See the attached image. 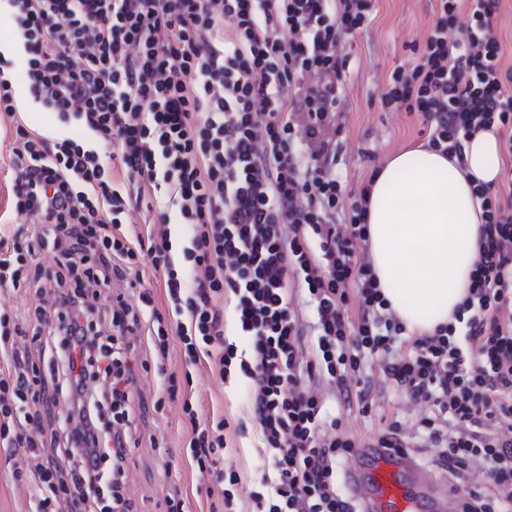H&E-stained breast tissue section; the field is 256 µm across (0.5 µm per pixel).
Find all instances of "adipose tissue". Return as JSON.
Returning a JSON list of instances; mask_svg holds the SVG:
<instances>
[{"label":"adipose tissue","mask_w":512,"mask_h":512,"mask_svg":"<svg viewBox=\"0 0 512 512\" xmlns=\"http://www.w3.org/2000/svg\"><path fill=\"white\" fill-rule=\"evenodd\" d=\"M502 165L501 142L489 130L464 141L462 159L404 149L375 172L368 254L381 294L410 334L452 323L467 297L482 225L473 184L496 185Z\"/></svg>","instance_id":"ef3b65f1"}]
</instances>
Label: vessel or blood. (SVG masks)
<instances>
[{"mask_svg": "<svg viewBox=\"0 0 512 512\" xmlns=\"http://www.w3.org/2000/svg\"><path fill=\"white\" fill-rule=\"evenodd\" d=\"M411 471L427 494L437 493L439 485L432 474L416 466L406 453H364L350 475L366 512H428L425 502L417 499L406 485V475Z\"/></svg>", "mask_w": 512, "mask_h": 512, "instance_id": "b4317fda", "label": "vessel or blood"}]
</instances>
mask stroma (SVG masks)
Returning a JSON list of instances; mask_svg holds the SVG:
<instances>
[{
  "label": "stroma",
  "mask_w": 512,
  "mask_h": 512,
  "mask_svg": "<svg viewBox=\"0 0 512 512\" xmlns=\"http://www.w3.org/2000/svg\"><path fill=\"white\" fill-rule=\"evenodd\" d=\"M374 5L369 27L355 34L340 35L336 44V52L346 57L347 67L343 76L344 98L337 116L342 131L336 139L335 170L349 191L366 185L374 170L395 152L426 140L425 126L418 115L384 109L380 95L395 67L414 64L411 46L427 34L436 0H374ZM132 339V446L127 455L126 491L133 510L166 512L165 498L176 488L182 492L184 512H211V500L188 448L191 426L182 412V404L175 401L156 406L161 381L155 369L157 357L151 337L142 326ZM165 364L170 371H191L192 394L198 401L201 419L229 420V449L223 465L237 471L241 478L235 498L238 512H252L250 493L259 487L264 461L244 378L233 374L220 379L204 357L195 365L185 366L182 346L175 340L170 343ZM365 379L371 386L374 417L365 420L355 407L337 405L336 415L343 428L366 441L392 421H400L414 460L429 463L434 449L420 446L415 437L423 404L397 389L381 362H373L366 369ZM0 512H31L29 485L25 479L15 477L11 451L1 447Z\"/></svg>",
  "instance_id": "35a3bbf8"
}]
</instances>
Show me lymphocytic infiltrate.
Listing matches in <instances>:
<instances>
[{"label":"lymphocytic infiltrate","mask_w":512,"mask_h":512,"mask_svg":"<svg viewBox=\"0 0 512 512\" xmlns=\"http://www.w3.org/2000/svg\"><path fill=\"white\" fill-rule=\"evenodd\" d=\"M470 36L448 39L461 0H438L417 61L396 67L383 107L419 114L429 147L461 154L496 130L512 156V71L494 19L501 0H471ZM373 0H0L13 20L33 100L78 124L86 141L15 126L8 212L30 228L0 236V286L32 282L54 361L41 372L16 315L0 313V446L22 448L36 512H130L123 494L130 437L131 322L152 306L105 296L116 266L149 262L176 315L154 314L158 356L170 338L186 364L206 354L220 378L239 369L267 462L255 512H359L336 491L357 446L328 415L315 384L337 386L362 417L374 408L362 376L379 357L397 388L429 405L419 421L435 463L488 486H451L458 512H512V173L477 184L482 233L469 293L454 323L407 337L377 289L367 242L369 186L347 196L331 165L346 60L340 33L369 26ZM163 195L160 230L123 224L130 196ZM185 226L184 270L167 221ZM52 270L28 272L36 249ZM248 347L224 340V298ZM52 396L36 391L43 376ZM191 456L207 495L235 512L237 472L218 468L227 419L200 424L176 375ZM66 402L63 449L47 452L46 418Z\"/></svg>","instance_id":"obj_1"}]
</instances>
